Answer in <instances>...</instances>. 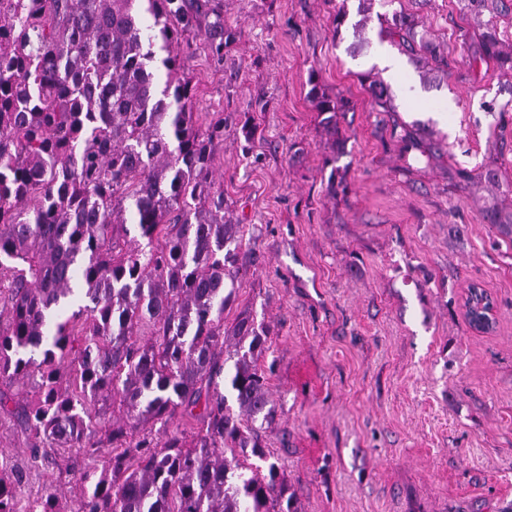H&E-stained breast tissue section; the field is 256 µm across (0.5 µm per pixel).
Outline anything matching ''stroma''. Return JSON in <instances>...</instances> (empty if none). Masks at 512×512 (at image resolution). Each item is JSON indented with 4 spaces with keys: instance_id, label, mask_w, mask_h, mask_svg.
Returning <instances> with one entry per match:
<instances>
[{
    "instance_id": "stroma-1",
    "label": "stroma",
    "mask_w": 512,
    "mask_h": 512,
    "mask_svg": "<svg viewBox=\"0 0 512 512\" xmlns=\"http://www.w3.org/2000/svg\"><path fill=\"white\" fill-rule=\"evenodd\" d=\"M400 6L447 46L450 73L423 75L382 44L383 0H224L236 42L223 71L185 59L192 111L224 115L215 180L254 243L224 322L249 307L273 330L264 442L299 512H512V240L486 219L512 213V70L471 68L478 22L461 0ZM381 46L394 74L374 61ZM375 80L446 160L403 168L375 133ZM314 82L353 106L342 144L318 125ZM248 114L262 131L252 155ZM328 158L347 171V199L325 192ZM472 283L496 302L490 332L465 320ZM81 465L48 453L26 496L50 487L74 506Z\"/></svg>"
}]
</instances>
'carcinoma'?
<instances>
[{
    "instance_id": "cac0c4a2",
    "label": "carcinoma",
    "mask_w": 512,
    "mask_h": 512,
    "mask_svg": "<svg viewBox=\"0 0 512 512\" xmlns=\"http://www.w3.org/2000/svg\"><path fill=\"white\" fill-rule=\"evenodd\" d=\"M462 2L488 14L472 65L512 70L502 0ZM378 21L415 64L447 72L414 16ZM234 41L224 0H0V385L15 388L0 390V415L34 462L43 448L83 452L76 512H298L256 427L275 416L259 367L269 330L248 309L224 327L249 273L214 180L224 113L190 111L183 68L199 51L224 70ZM310 85L322 131L339 137L349 100ZM371 96L402 159L444 156L384 83ZM349 191L331 173L328 194ZM179 415L197 422L192 439L152 434ZM25 479L0 468V512H18ZM29 512L65 510L48 491Z\"/></svg>"
}]
</instances>
